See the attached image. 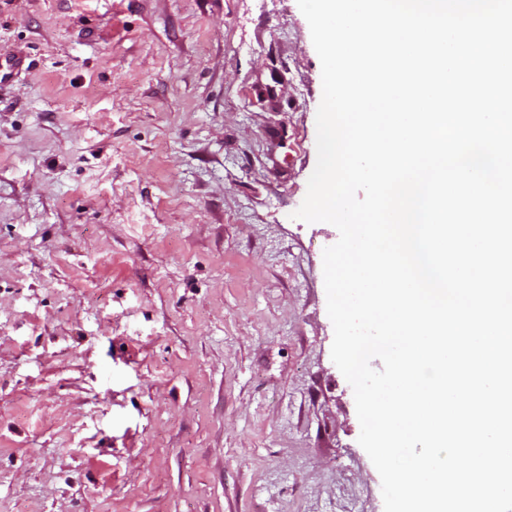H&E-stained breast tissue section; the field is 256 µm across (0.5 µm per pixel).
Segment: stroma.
<instances>
[{
  "mask_svg": "<svg viewBox=\"0 0 512 512\" xmlns=\"http://www.w3.org/2000/svg\"><path fill=\"white\" fill-rule=\"evenodd\" d=\"M1 51L0 512H384L297 0H0Z\"/></svg>",
  "mask_w": 512,
  "mask_h": 512,
  "instance_id": "obj_1",
  "label": "stroma"
}]
</instances>
